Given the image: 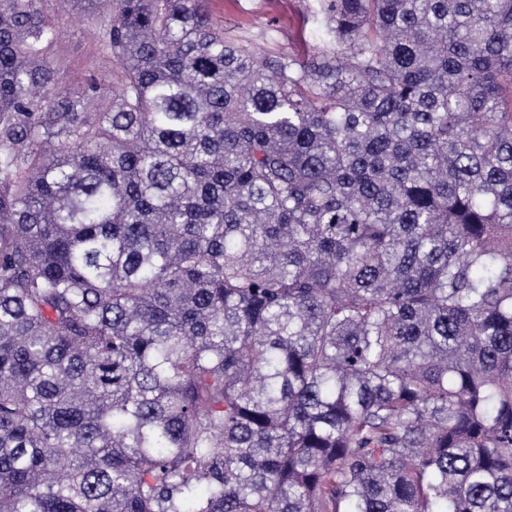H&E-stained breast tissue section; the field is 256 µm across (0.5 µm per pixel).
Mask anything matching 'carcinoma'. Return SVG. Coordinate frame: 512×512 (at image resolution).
Here are the masks:
<instances>
[{"label":"carcinoma","mask_w":512,"mask_h":512,"mask_svg":"<svg viewBox=\"0 0 512 512\" xmlns=\"http://www.w3.org/2000/svg\"><path fill=\"white\" fill-rule=\"evenodd\" d=\"M0 0V512H512V0ZM75 7L77 4L73 2L65 8H61L57 0L47 3L50 14L64 29L49 55L57 65L59 91L73 87V80L81 75L103 78L112 70V65L100 53L96 42L85 32L88 16ZM224 37L262 55L307 56L322 44L317 0H205Z\"/></svg>","instance_id":"obj_1"}]
</instances>
